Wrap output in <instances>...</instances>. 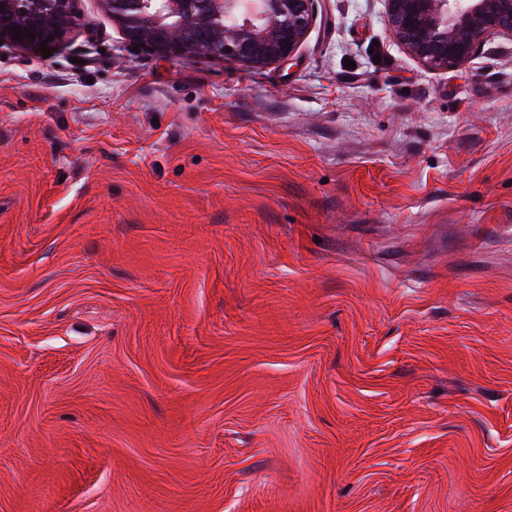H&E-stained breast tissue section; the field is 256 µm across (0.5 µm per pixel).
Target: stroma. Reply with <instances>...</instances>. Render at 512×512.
Here are the masks:
<instances>
[{
    "mask_svg": "<svg viewBox=\"0 0 512 512\" xmlns=\"http://www.w3.org/2000/svg\"><path fill=\"white\" fill-rule=\"evenodd\" d=\"M77 9L0 46V512H512V42L323 0L253 69Z\"/></svg>",
    "mask_w": 512,
    "mask_h": 512,
    "instance_id": "35a3bbf8",
    "label": "stroma"
}]
</instances>
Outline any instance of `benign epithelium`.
I'll use <instances>...</instances> for the list:
<instances>
[{"label":"benign epithelium","mask_w":512,"mask_h":512,"mask_svg":"<svg viewBox=\"0 0 512 512\" xmlns=\"http://www.w3.org/2000/svg\"><path fill=\"white\" fill-rule=\"evenodd\" d=\"M75 0H0V43L30 50L78 27ZM130 45L163 58L214 57L250 67L292 59L320 0H100ZM393 39L427 68L471 61L491 37L512 41V0H383ZM27 37L14 40L15 27Z\"/></svg>","instance_id":"obj_1"}]
</instances>
